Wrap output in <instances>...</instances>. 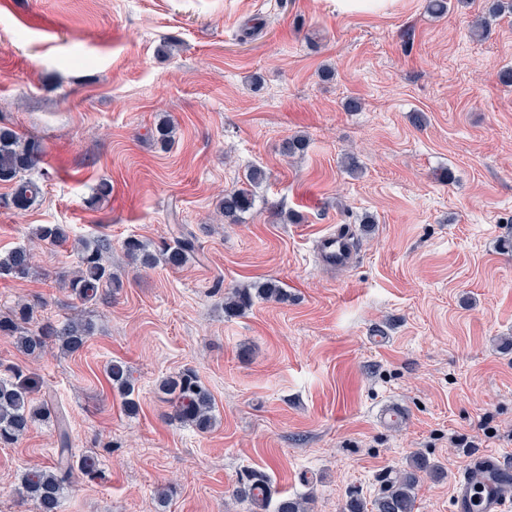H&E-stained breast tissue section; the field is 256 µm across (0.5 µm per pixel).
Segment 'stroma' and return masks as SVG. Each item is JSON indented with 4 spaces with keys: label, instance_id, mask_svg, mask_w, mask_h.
Here are the masks:
<instances>
[{
    "label": "stroma",
    "instance_id": "obj_1",
    "mask_svg": "<svg viewBox=\"0 0 512 512\" xmlns=\"http://www.w3.org/2000/svg\"><path fill=\"white\" fill-rule=\"evenodd\" d=\"M427 4L0 0V126L44 148L35 205L5 206L0 184V252L41 224L70 236L39 249L28 279L0 280V312L25 299L39 318L97 325L76 353L53 343L37 359L0 336V371L36 373L34 400L65 414L74 455L101 461L61 512H253L233 494L249 470L308 512H340L381 496L415 454L431 471L414 512H454L474 454L512 459V86L497 79L512 14L482 38L471 24L490 0H449L440 17ZM163 118L166 149L151 136ZM292 136L307 146L287 157ZM254 167L267 173L254 209L224 223L220 199ZM103 179L112 194L94 200ZM182 227L196 243L184 266L143 268L123 250ZM336 229L355 262L328 272L315 239ZM100 236L122 285L84 303L61 277L75 242ZM266 281L287 302L225 315L232 288ZM115 359L137 413L105 376ZM186 369L212 395L209 432L174 421L159 390ZM389 404L399 425L379 422ZM57 446L50 419L0 447V512H37L21 478Z\"/></svg>",
    "mask_w": 512,
    "mask_h": 512
}]
</instances>
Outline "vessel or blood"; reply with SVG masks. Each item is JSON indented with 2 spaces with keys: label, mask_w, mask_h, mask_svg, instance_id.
<instances>
[{
  "label": "vessel or blood",
  "mask_w": 512,
  "mask_h": 512,
  "mask_svg": "<svg viewBox=\"0 0 512 512\" xmlns=\"http://www.w3.org/2000/svg\"><path fill=\"white\" fill-rule=\"evenodd\" d=\"M319 264L335 270L353 262V249L347 235L329 232L317 241ZM473 464L483 475L481 485H474L468 471L458 472L454 480L456 512H512V464L499 455L480 453Z\"/></svg>",
  "instance_id": "b4317fda"
}]
</instances>
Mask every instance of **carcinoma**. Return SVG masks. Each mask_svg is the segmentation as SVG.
<instances>
[{
  "mask_svg": "<svg viewBox=\"0 0 512 512\" xmlns=\"http://www.w3.org/2000/svg\"><path fill=\"white\" fill-rule=\"evenodd\" d=\"M43 147L36 139H21L8 128H0V183L11 186L5 204L26 211L38 200L40 186L25 173L34 169L41 161ZM263 169L255 167L247 174V186L224 193L219 211L226 224L241 223L242 216L255 206L253 189L266 181ZM35 237L51 244H62L68 240V232L62 224L40 225ZM128 257L143 266H152L157 257L173 267L184 265L195 252L191 233L180 231L175 246H167L155 254L147 242L130 237L123 243ZM111 243L105 238L81 240L78 247V265L73 275L65 282L71 293L82 301H93L100 296L112 294V286L120 284L112 272L108 254ZM34 253L26 246L15 247L0 254V278L21 280L33 271ZM252 305V292L248 287L236 288L224 301V313L229 316L244 314ZM34 305L19 301L11 314L0 317V335L13 339L16 348L29 356L42 354L49 342L58 344L64 353H74L85 345L94 334L91 322L69 320L63 324L45 322L30 326ZM112 389L124 399L130 414L138 411L132 395L134 383L129 366L123 361H113L107 368ZM39 387V380L20 368L9 369L0 375V447H8L25 436L38 421L55 418L59 428L60 448L57 459L49 468L37 469L23 475L21 489L24 497L35 503L37 512H61L65 490L72 482L74 472L95 477L100 472V461L93 454H84L72 463L69 436L64 429V416L51 411L48 403L34 404L32 393ZM160 387L172 395L174 418L183 424L201 431L211 428L216 418L210 392L204 388L195 373L185 370L173 378L163 380ZM427 466L416 458L409 469L391 481L382 496L375 500V512H413L414 491L420 481V473ZM236 496L250 500L259 512H304L302 498L290 497L272 488L267 477L261 473H250L239 482Z\"/></svg>",
  "mask_w": 512,
  "mask_h": 512,
  "instance_id": "1",
  "label": "carcinoma"
}]
</instances>
